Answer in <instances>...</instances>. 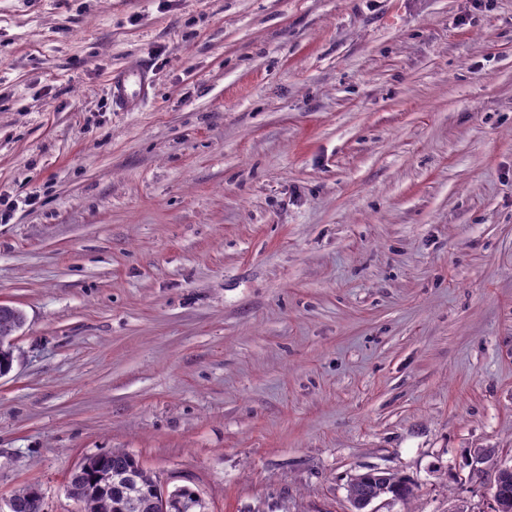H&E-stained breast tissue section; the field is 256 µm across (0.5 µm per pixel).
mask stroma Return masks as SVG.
I'll use <instances>...</instances> for the list:
<instances>
[{
	"instance_id": "obj_1",
	"label": "stroma",
	"mask_w": 512,
	"mask_h": 512,
	"mask_svg": "<svg viewBox=\"0 0 512 512\" xmlns=\"http://www.w3.org/2000/svg\"><path fill=\"white\" fill-rule=\"evenodd\" d=\"M1 301L0 501L122 448L209 512H492L512 0H0ZM152 88L153 77L147 63L136 62L116 70L108 83L112 108L119 112H130L149 98ZM22 311V310H21ZM16 308L12 313L0 312V366L13 368L14 361L18 359L15 354L16 346L10 343L11 338L19 331V325L24 324L25 314ZM367 473L354 475L348 484L350 502L354 499L362 498L351 502L352 512H380V505L387 501L383 500L380 504L374 506L379 499L369 496L383 499L397 497L399 498L397 501H407L415 494V487L406 476L386 471L374 475Z\"/></svg>"
}]
</instances>
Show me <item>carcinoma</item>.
<instances>
[{
  "instance_id": "obj_1",
  "label": "carcinoma",
  "mask_w": 512,
  "mask_h": 512,
  "mask_svg": "<svg viewBox=\"0 0 512 512\" xmlns=\"http://www.w3.org/2000/svg\"><path fill=\"white\" fill-rule=\"evenodd\" d=\"M25 321L24 313L0 312V366L13 367L18 359L16 346L10 339L19 331ZM134 473L137 482L128 487H118L126 475ZM112 478V498L126 499L127 512H151L150 491L156 476L144 468L131 453L112 449L84 458V465L74 469L69 478V495L78 501L80 512H105L102 506V487L107 478ZM415 487L410 479L397 473L382 471L374 475L359 473L348 484L349 500L372 496L388 499L397 497L401 501L411 499ZM14 512H44L43 495L35 484H28L13 494Z\"/></svg>"
}]
</instances>
